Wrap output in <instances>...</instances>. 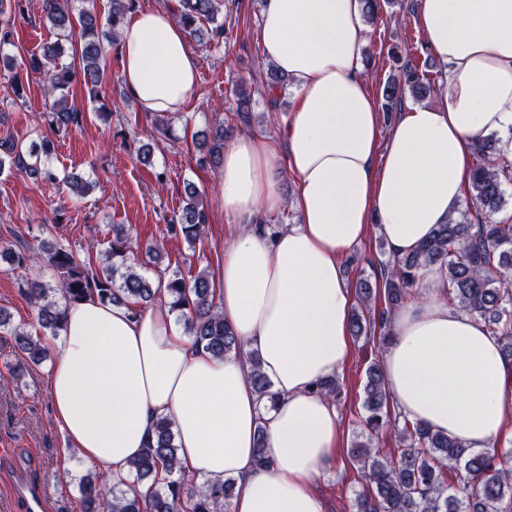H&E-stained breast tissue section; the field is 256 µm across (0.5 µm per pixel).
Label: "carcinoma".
Listing matches in <instances>:
<instances>
[{"instance_id":"1","label":"carcinoma","mask_w":512,"mask_h":512,"mask_svg":"<svg viewBox=\"0 0 512 512\" xmlns=\"http://www.w3.org/2000/svg\"><path fill=\"white\" fill-rule=\"evenodd\" d=\"M223 0H176L174 11L188 34L200 38L224 36V22L218 20ZM135 0H112L108 17L111 35L122 29ZM43 19L56 30V39L44 42L29 56L27 69L48 79L47 102L42 113L45 125L53 131L68 130L80 122L81 113L68 105L66 90L75 75L85 86L97 87L104 77V47L97 14L87 9L75 13L70 0H43ZM79 42L71 43L78 53L79 70L59 63L64 56L63 42L73 32ZM435 79L405 63L398 75L389 77L381 90L382 108L388 112L406 94L426 93ZM207 150L216 165L224 151V123H215ZM13 164L33 178L50 183L58 176L49 161L53 141L44 136L38 143L24 146L7 141ZM512 185V158L500 152L498 139L487 136L473 147V165L466 198L475 209L477 221L467 214L438 225L429 239L403 255L393 254L384 264L383 291L373 290L366 279L355 285L357 307L350 318V332L383 350L387 326L394 312L418 297L415 282L420 273L438 270L448 278V305L479 319L488 334L512 359V217L494 222L490 216L503 210L505 188ZM207 213L195 189L187 192L183 217L172 225L189 244L205 232ZM131 240L124 229L114 236L104 252L99 268L92 269L70 248L45 251L46 260L59 274L64 303L50 298L52 288L38 280L27 282L26 295L37 307V323L52 336L59 334L67 305L95 296L102 303L147 305L156 298L159 286L139 275L128 264ZM172 311L183 322L187 335L213 357L222 359L242 350V341L224 324L214 303L215 291L209 275L200 272L185 279L174 273L166 280ZM18 351L35 365L47 358L42 338L27 332L15 333ZM251 380L259 398L276 404L278 397L263 374L258 359H252ZM342 382L335 376L315 385L320 395L336 399ZM365 411L361 438L352 444L351 456L361 470L363 486L356 494L355 512H512V469L502 465L497 454L474 452L447 435L434 432L399 411L390 410L380 362L365 371L363 404ZM391 432L401 448L397 457L380 455L374 438ZM78 489L84 512H229L235 481L189 486V475L179 466L178 446L173 423L160 418L154 426V441L143 449L130 468L128 481L109 488L94 473L79 478Z\"/></svg>"}]
</instances>
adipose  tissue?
Returning <instances> with one entry per match:
<instances>
[{"mask_svg": "<svg viewBox=\"0 0 512 512\" xmlns=\"http://www.w3.org/2000/svg\"><path fill=\"white\" fill-rule=\"evenodd\" d=\"M420 30L441 63L438 99L401 112L382 132L361 75V0H265L264 57L291 81L297 106L281 143L236 136L217 185L240 225L224 255L217 306L243 342L216 359L177 325L166 294L132 309L92 298L66 309L50 338L45 377L54 420L88 465L125 479L173 421L184 471L236 483L232 512H324L313 485L339 443L333 399L313 386L352 355V294L341 258L377 230L392 252L415 250L453 216L469 183L474 144L512 134V0H421ZM122 74L144 111H183L198 59L163 9L136 12L121 30ZM296 182L300 223L265 233L252 217L276 208L284 175ZM423 298L399 308L380 356L402 414L469 448L512 434V360L480 319L449 307L448 281L423 274ZM279 395L266 410L251 360ZM264 439L271 470L256 468Z\"/></svg>", "mask_w": 512, "mask_h": 512, "instance_id": "adipose-tissue-1", "label": "adipose tissue"}]
</instances>
